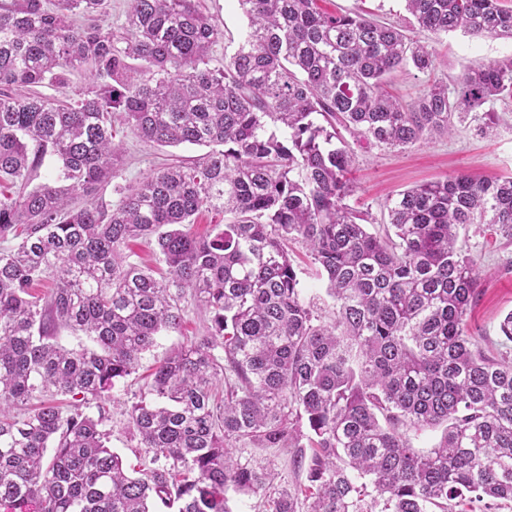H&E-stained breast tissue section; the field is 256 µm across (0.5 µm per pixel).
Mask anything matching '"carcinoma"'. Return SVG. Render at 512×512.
Listing matches in <instances>:
<instances>
[{
    "mask_svg": "<svg viewBox=\"0 0 512 512\" xmlns=\"http://www.w3.org/2000/svg\"><path fill=\"white\" fill-rule=\"evenodd\" d=\"M0 0V508L4 512H497L512 507V311L486 357L466 317L481 272L460 230L512 239V178L460 174L404 190L388 222L347 203L348 130L383 148L449 135L453 117L512 98V57L432 84L403 105L385 89L436 57L411 29L512 39L500 0H404L411 27L328 13L320 0H238L248 28L224 67L199 0ZM59 101L26 92L69 86ZM143 141L209 151L152 171L106 205L120 175L112 119ZM54 170L40 178L46 161ZM224 214L206 237L202 209ZM134 239L166 266L129 260ZM302 245L332 304L304 296ZM208 336L168 356L131 405L153 467L107 446L110 397L185 304ZM89 344L68 347L61 332ZM221 349L223 354L215 353ZM224 382V404L213 387ZM443 428L414 448L408 433ZM280 448L294 480L235 455Z\"/></svg>",
    "mask_w": 512,
    "mask_h": 512,
    "instance_id": "1",
    "label": "carcinoma"
}]
</instances>
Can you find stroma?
<instances>
[{
	"label": "stroma",
	"instance_id": "stroma-1",
	"mask_svg": "<svg viewBox=\"0 0 512 512\" xmlns=\"http://www.w3.org/2000/svg\"><path fill=\"white\" fill-rule=\"evenodd\" d=\"M205 10L216 19L223 32L210 49L209 64L219 68L225 52L231 51L247 27V19L237 0H201ZM330 13L363 11L385 22L405 24L408 14L402 0H322ZM438 63L434 71L420 73L406 66L389 76L392 91L403 103H410L419 92L432 84H453L467 67L488 64L512 55V41L501 38L474 37L460 32L425 35ZM122 145L121 176L116 185L107 186L101 195L104 203L118 200L116 186L138 182L150 171L179 161L188 162L203 155L202 147L182 145L164 147L142 141L130 128L118 129ZM351 176L355 192L351 206L369 212L374 225L387 221L388 198L415 185L467 174L477 179L512 177V102L495 103L494 114L486 126L468 120L456 124L452 135L437 137L405 150L354 144ZM469 256L482 274L479 295L467 314L473 335L484 337L488 355L499 351V323L512 311V240L495 235L486 228L469 226L461 233ZM210 315L189 307L179 329L163 333L156 346L145 353L136 373L119 381L109 400L101 408H90V415L104 413L110 430V446L131 465L138 464L141 452L138 437L128 423L127 410L135 394L145 388L154 367L171 350L200 340L208 333Z\"/></svg>",
	"mask_w": 512,
	"mask_h": 512
}]
</instances>
